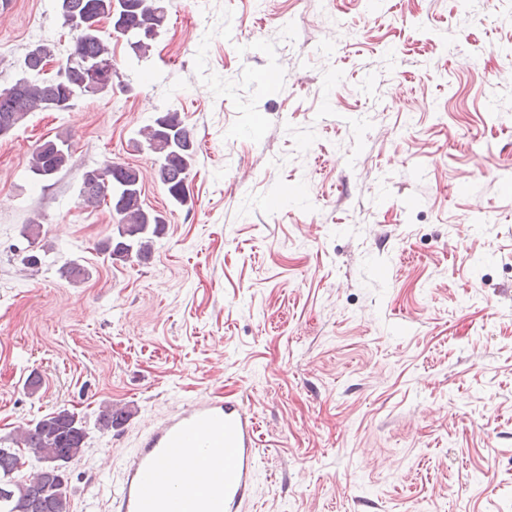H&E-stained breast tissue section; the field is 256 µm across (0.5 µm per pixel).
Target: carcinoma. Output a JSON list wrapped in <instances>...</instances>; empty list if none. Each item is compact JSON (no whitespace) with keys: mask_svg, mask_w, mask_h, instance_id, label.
<instances>
[{"mask_svg":"<svg viewBox=\"0 0 512 512\" xmlns=\"http://www.w3.org/2000/svg\"><path fill=\"white\" fill-rule=\"evenodd\" d=\"M63 25L78 30L71 49L54 77H41L46 63L56 57L53 43L37 42L24 56V65L34 75L17 80L0 89V129L19 126L29 113L64 112L73 102L86 95L112 89L119 77L112 49L100 34L103 19L112 22L118 35L129 31L136 35L128 45L138 58L150 55L152 42L165 21L161 0H57ZM148 149L155 155V179L165 188L176 205L187 202L186 181L190 175L195 149L190 131L180 113H160L153 124L142 130ZM71 146L66 140H48L33 153L30 171L48 179L69 162ZM106 177L96 184L82 183L79 196L83 204L109 207L115 222L112 233L100 242L99 250L111 260L135 259L147 262L152 255L154 239L165 230L164 216L146 208L141 200L142 180L139 170L128 164L107 161ZM65 280L72 282L88 277L86 267L75 260L59 269ZM129 412L107 407L98 417L99 428L109 430L123 424ZM88 432L82 419L67 408L44 415L23 430L15 440L19 448H28L39 467L27 478L14 477L18 469L11 448H0V512H69L68 481L48 470L46 463L63 459L78 460L87 445Z\"/></svg>","mask_w":512,"mask_h":512,"instance_id":"1","label":"carcinoma"}]
</instances>
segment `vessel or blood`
<instances>
[{"label": "vessel or blood", "instance_id": "obj_1", "mask_svg": "<svg viewBox=\"0 0 512 512\" xmlns=\"http://www.w3.org/2000/svg\"><path fill=\"white\" fill-rule=\"evenodd\" d=\"M256 433L243 399L198 398L122 458L112 512H244L255 489ZM173 455L188 460L191 481L161 469Z\"/></svg>", "mask_w": 512, "mask_h": 512}]
</instances>
